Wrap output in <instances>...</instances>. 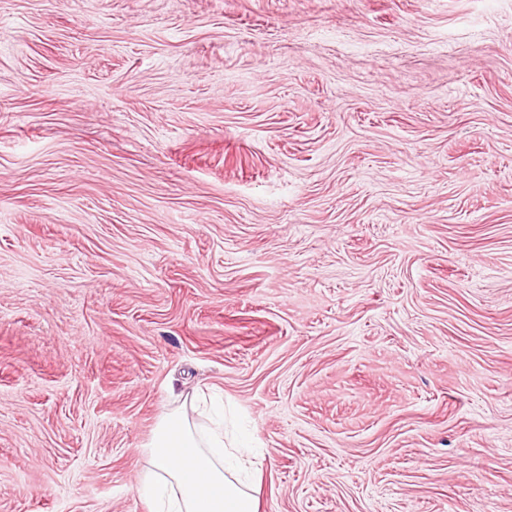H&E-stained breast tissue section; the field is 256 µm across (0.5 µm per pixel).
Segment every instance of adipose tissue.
I'll list each match as a JSON object with an SVG mask.
<instances>
[{"label": "adipose tissue", "mask_w": 512, "mask_h": 512, "mask_svg": "<svg viewBox=\"0 0 512 512\" xmlns=\"http://www.w3.org/2000/svg\"><path fill=\"white\" fill-rule=\"evenodd\" d=\"M157 512H258L244 478L252 462L224 446L223 428L200 438L176 412L165 414L149 444Z\"/></svg>", "instance_id": "1"}]
</instances>
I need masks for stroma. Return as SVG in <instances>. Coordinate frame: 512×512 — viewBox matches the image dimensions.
Wrapping results in <instances>:
<instances>
[{"label": "stroma", "instance_id": "1", "mask_svg": "<svg viewBox=\"0 0 512 512\" xmlns=\"http://www.w3.org/2000/svg\"><path fill=\"white\" fill-rule=\"evenodd\" d=\"M204 397L259 512H512V0H0V512Z\"/></svg>", "mask_w": 512, "mask_h": 512}]
</instances>
